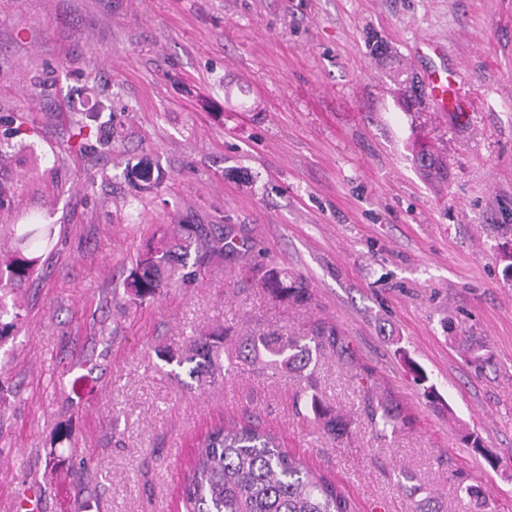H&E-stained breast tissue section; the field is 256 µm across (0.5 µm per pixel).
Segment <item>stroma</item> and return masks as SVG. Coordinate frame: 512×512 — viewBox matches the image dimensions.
Here are the masks:
<instances>
[{"label": "stroma", "instance_id": "stroma-1", "mask_svg": "<svg viewBox=\"0 0 512 512\" xmlns=\"http://www.w3.org/2000/svg\"><path fill=\"white\" fill-rule=\"evenodd\" d=\"M374 37L419 76L410 46L444 40L465 122L402 110ZM0 115L23 130L0 164V247L42 228L39 276L0 316V512H185L193 441L221 418L276 433L353 512H512V0H0ZM79 120L99 136L82 152ZM418 141L445 181L416 167ZM180 222L240 249L125 301L132 260ZM258 261L312 304L243 280ZM322 324L351 353L322 349L300 376L256 362L197 383L158 356ZM312 394L348 437L326 438ZM383 403L408 424L380 432Z\"/></svg>", "mask_w": 512, "mask_h": 512}]
</instances>
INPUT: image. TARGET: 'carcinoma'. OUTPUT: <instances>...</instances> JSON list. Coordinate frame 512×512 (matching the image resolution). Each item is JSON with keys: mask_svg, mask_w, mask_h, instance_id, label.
I'll return each instance as SVG.
<instances>
[{"mask_svg": "<svg viewBox=\"0 0 512 512\" xmlns=\"http://www.w3.org/2000/svg\"><path fill=\"white\" fill-rule=\"evenodd\" d=\"M95 136L92 127L78 122L70 135L71 148L82 151ZM416 162L431 179L445 177L443 160L430 152ZM35 232L18 238V246L0 252V298L8 290L29 281L37 271L39 258L26 251ZM195 253L192 264L170 268L173 254ZM237 251V244L226 237L208 233L204 224H178L172 236L153 239L137 256L124 279L126 296L134 304L156 298L166 288L196 283L206 266ZM253 278L274 299L291 305H307L312 300L308 286L300 279L287 280L282 272L263 263L249 268ZM336 328L322 326L306 342L290 336L248 333L239 337L234 355L224 357V333L198 337L184 355L163 352L160 358L181 366L191 364L189 375L197 376L223 367L234 368L252 359L287 373H302L313 361V353L325 346L336 347ZM307 409L323 424L333 439L348 433V423L335 411L311 395ZM404 417L396 409L380 406L381 431L397 430ZM187 512H351L342 489L330 478L312 473L301 457L282 447L269 431L250 423L216 424L201 434L194 444V455L183 486Z\"/></svg>", "mask_w": 512, "mask_h": 512, "instance_id": "cac0c4a2", "label": "carcinoma"}]
</instances>
